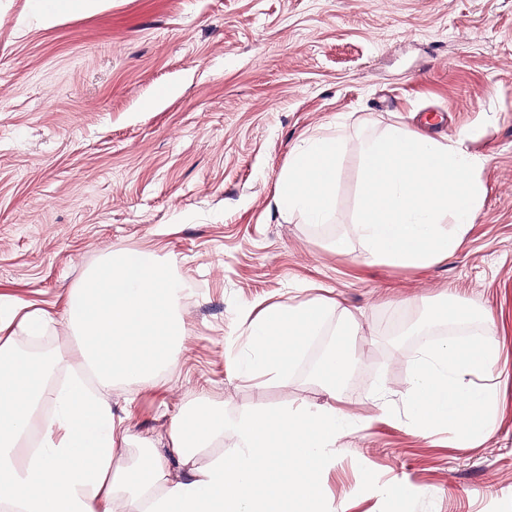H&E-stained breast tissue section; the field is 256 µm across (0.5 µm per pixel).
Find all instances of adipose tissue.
Returning a JSON list of instances; mask_svg holds the SVG:
<instances>
[{"mask_svg":"<svg viewBox=\"0 0 512 512\" xmlns=\"http://www.w3.org/2000/svg\"><path fill=\"white\" fill-rule=\"evenodd\" d=\"M349 140L343 129L310 135L293 148L277 184V201L308 223L336 214L337 163ZM184 288L170 266L150 253L107 255L73 289L62 318L79 333V351L100 387L156 378L185 341ZM336 338L315 376L327 399L277 411H225L202 399L173 417L170 448L130 447L111 406L79 379L52 391L44 408L32 381L48 360L18 352L9 331L38 333L43 312L0 305V512H323L321 473L348 430L336 392L356 364L348 339L360 320L338 307ZM322 299L278 303L251 323L238 373L276 381L287 376L324 327ZM235 446L204 466L200 449L224 436ZM190 465L188 478L170 477L169 463ZM145 468L142 481L130 475Z\"/></svg>","mask_w":512,"mask_h":512,"instance_id":"1","label":"adipose tissue"}]
</instances>
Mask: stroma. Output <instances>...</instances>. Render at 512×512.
I'll use <instances>...</instances> for the list:
<instances>
[{"instance_id": "stroma-1", "label": "stroma", "mask_w": 512, "mask_h": 512, "mask_svg": "<svg viewBox=\"0 0 512 512\" xmlns=\"http://www.w3.org/2000/svg\"><path fill=\"white\" fill-rule=\"evenodd\" d=\"M392 121L471 132L486 160L471 229L430 267L334 248L356 236L357 139ZM339 123L338 218L308 224L279 208L276 183L295 146ZM117 249L175 259L185 287L169 367L100 392L138 442L167 452L172 417L203 395L229 412L325 402L305 363L266 382L231 360L249 318L310 295L363 325L326 512H512V0H102L51 29L29 0H0V301L52 316L14 337L55 356L52 381L89 374L60 315ZM448 298L492 315L499 350L480 379L500 400L494 428L462 443L373 401L383 384L401 402L428 336L396 338ZM401 481L412 496L380 494Z\"/></svg>"}]
</instances>
